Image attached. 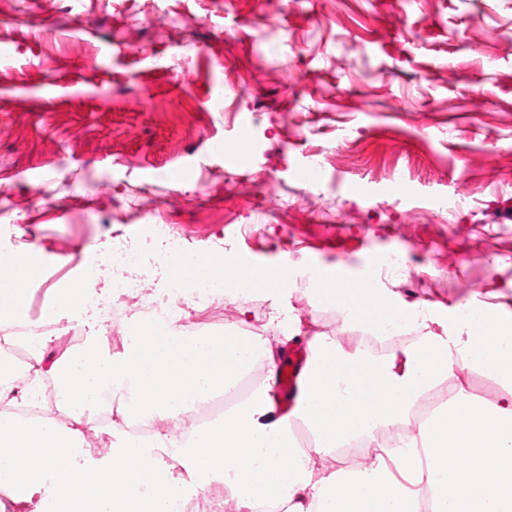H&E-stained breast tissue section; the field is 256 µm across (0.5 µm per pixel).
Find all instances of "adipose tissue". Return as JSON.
Returning a JSON list of instances; mask_svg holds the SVG:
<instances>
[{"instance_id":"ef3b65f1","label":"adipose tissue","mask_w":512,"mask_h":512,"mask_svg":"<svg viewBox=\"0 0 512 512\" xmlns=\"http://www.w3.org/2000/svg\"><path fill=\"white\" fill-rule=\"evenodd\" d=\"M35 272L24 253L0 258L1 331ZM318 301L346 308L352 323L381 324L397 311L368 284L334 282ZM428 322L416 321L419 338L400 364L310 337L313 358L291 416L268 420L272 386L265 382L222 418L178 436L155 434L148 444L129 437L101 457L85 451L83 439L97 429L102 389L145 422H178L234 388L258 361L272 362V349L234 333L190 335L174 322L138 323L127 328L120 353L108 348L101 328L82 351L50 362L49 337H31L34 367L58 378L69 419L0 413V494L17 504L38 494L54 512H178L186 487L203 491L219 477L245 512H420L425 501L431 512H512V397L487 403L458 390L417 437L371 467L318 473L322 456L407 419L453 370H476L512 388V322L478 307L456 308L442 335ZM297 424L312 433V449L299 448ZM160 451L172 453L183 476L160 467Z\"/></svg>"}]
</instances>
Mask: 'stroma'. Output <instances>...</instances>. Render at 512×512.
Instances as JSON below:
<instances>
[{"label": "stroma", "mask_w": 512, "mask_h": 512, "mask_svg": "<svg viewBox=\"0 0 512 512\" xmlns=\"http://www.w3.org/2000/svg\"><path fill=\"white\" fill-rule=\"evenodd\" d=\"M2 189L0 254L35 248L42 281L154 223L286 269L235 307L276 347L353 352L304 286L388 254L407 278L384 297L430 307L434 332L467 302L512 317V0H0Z\"/></svg>", "instance_id": "1"}]
</instances>
